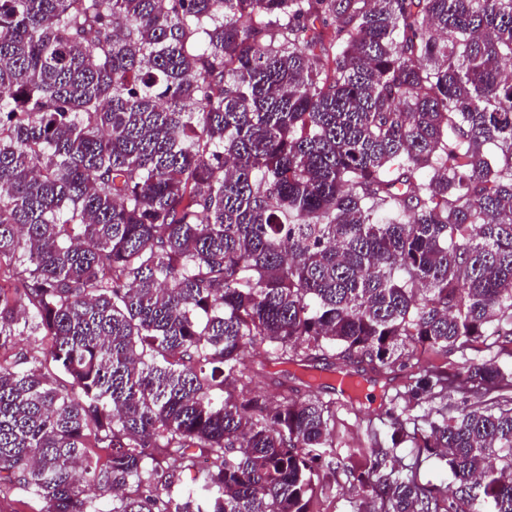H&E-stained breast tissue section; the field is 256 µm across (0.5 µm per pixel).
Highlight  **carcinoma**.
<instances>
[{"instance_id":"1","label":"carcinoma","mask_w":512,"mask_h":512,"mask_svg":"<svg viewBox=\"0 0 512 512\" xmlns=\"http://www.w3.org/2000/svg\"><path fill=\"white\" fill-rule=\"evenodd\" d=\"M489 340L512 0H0V493L312 512L340 469L354 512H512V371L409 345ZM265 369L339 401L246 395ZM346 377L385 379L370 448L336 439Z\"/></svg>"}]
</instances>
